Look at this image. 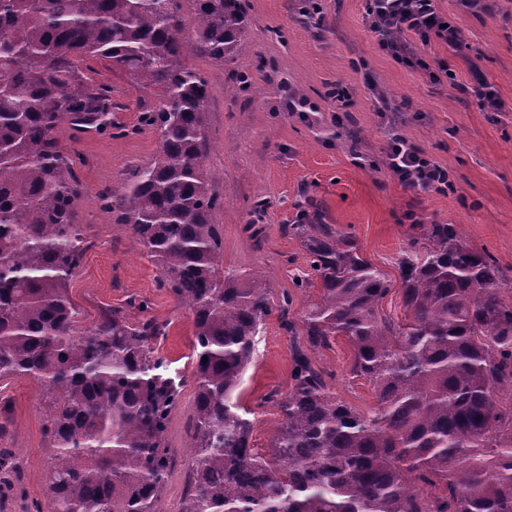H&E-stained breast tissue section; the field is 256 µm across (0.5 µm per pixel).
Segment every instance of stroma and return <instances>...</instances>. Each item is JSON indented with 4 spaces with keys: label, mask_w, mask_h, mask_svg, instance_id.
Masks as SVG:
<instances>
[{
    "label": "stroma",
    "mask_w": 512,
    "mask_h": 512,
    "mask_svg": "<svg viewBox=\"0 0 512 512\" xmlns=\"http://www.w3.org/2000/svg\"><path fill=\"white\" fill-rule=\"evenodd\" d=\"M369 0H318L307 18L303 0H241L249 27L233 61L220 64L197 55L186 63L209 81L206 112L210 143L205 168L222 200L213 214L224 247V270L263 277L270 299L290 295L288 318L301 324L314 288L295 282L309 270L301 242L288 231L304 212L319 210L322 223L350 237L362 256L398 281L404 251H423L426 224H453L474 250L489 253L505 274L512 299V0H436L437 12L460 30L448 45L431 40L420 53L428 70L398 64L371 31ZM89 77L111 91L113 121L126 130L91 137L57 131L60 144L80 157L83 185L77 222L84 254L69 284L78 311L77 334L93 329L113 309L138 316L148 300L149 317L167 326L154 344L184 378L180 405L167 430L177 458L158 504L178 512L191 468L189 419L194 409V326L190 312L160 288L161 271L113 223L101 196H118L137 168L154 157L155 137L137 126L152 97L108 62L90 63ZM248 74L247 90L235 87ZM484 79L502 103L480 110L472 92ZM303 110L291 109V99ZM401 135L448 173L444 191L400 185L387 165L393 135ZM265 201L255 212L257 201ZM264 227L261 239L247 227ZM294 338L278 315L269 316L257 338V358L244 376L242 403L253 422L252 443L268 452L282 416L269 392L291 388ZM345 340L316 351L318 366L331 373L337 397L362 413L375 404L372 384L351 371ZM44 388L33 379H0V449L9 453L0 473V512H48L47 478L54 461L45 435Z\"/></svg>",
    "instance_id": "1"
}]
</instances>
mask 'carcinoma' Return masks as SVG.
<instances>
[{
	"mask_svg": "<svg viewBox=\"0 0 512 512\" xmlns=\"http://www.w3.org/2000/svg\"><path fill=\"white\" fill-rule=\"evenodd\" d=\"M0 0V378H32L50 397L55 449L49 512H157L175 463L166 432L184 381L153 343L167 324L105 315L75 335L69 281L83 250L81 183L56 131L112 123L108 87L85 75L108 61L155 102L139 115L153 162L119 197L102 195L194 315L191 482L180 512H512V300L487 253L452 224L423 226L429 248L398 264L404 318L381 312L385 274L319 214L290 224L318 287L292 357V387L271 450L252 448L241 385L273 312L266 280L223 272L212 223L221 206L204 172L209 82L183 57L234 59L240 0ZM345 338L369 380L363 414L333 394L311 353ZM207 360H202V357Z\"/></svg>",
	"mask_w": 512,
	"mask_h": 512,
	"instance_id": "obj_1",
	"label": "carcinoma"
}]
</instances>
